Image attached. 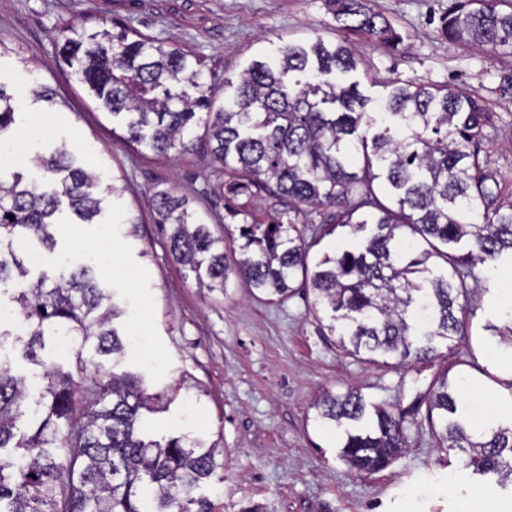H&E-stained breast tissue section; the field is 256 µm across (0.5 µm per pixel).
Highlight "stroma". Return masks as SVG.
Masks as SVG:
<instances>
[{"label": "stroma", "instance_id": "obj_1", "mask_svg": "<svg viewBox=\"0 0 512 512\" xmlns=\"http://www.w3.org/2000/svg\"><path fill=\"white\" fill-rule=\"evenodd\" d=\"M453 0H373L401 41L378 47L353 38L361 60L343 83H358L379 111L388 82L448 85L481 97L493 114L485 150L503 201H512V95L500 91L512 57L479 52L439 37L440 16ZM130 25L198 56L216 80L237 79L262 55L317 38L336 39L325 0H0V82L19 96L15 129L45 150L67 146L82 166L116 184L105 221L56 232L54 264L64 254L90 262L102 235L112 244L106 282L122 314L115 325L127 343L120 364L138 376L159 409L143 412L148 438L200 436L220 441L224 467L200 493L213 512H467L480 495L484 512H512V485L471 474L456 452L438 447L426 420L407 431V446L387 468L364 475L339 458L343 431L320 419L313 402L323 391L353 388L374 404L409 405L427 390L440 362L382 364L345 355L314 312L305 291L282 303L253 295L237 281L203 293L175 263L147 203L158 185L175 188L220 229L224 197L201 154L158 156L134 150L125 126L91 102L86 88L59 62L54 37L68 24L88 32L102 22ZM53 88L56 105L33 101L32 78ZM141 218L138 236L124 234L128 213ZM481 286L468 311L469 336L438 344L465 379L472 412L492 423L512 421V346L486 332L512 307V254L497 268L477 267Z\"/></svg>", "mask_w": 512, "mask_h": 512}]
</instances>
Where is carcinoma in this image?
I'll return each instance as SVG.
<instances>
[{"instance_id": "obj_1", "label": "carcinoma", "mask_w": 512, "mask_h": 512, "mask_svg": "<svg viewBox=\"0 0 512 512\" xmlns=\"http://www.w3.org/2000/svg\"><path fill=\"white\" fill-rule=\"evenodd\" d=\"M327 2L342 29L383 45L399 40L371 0ZM440 32L463 47L512 55V0H457ZM56 49L107 114L123 118L130 143L157 155L202 150L216 168L236 238L213 232L170 188L156 186L149 198L156 222L169 227L172 259L198 287L222 291L234 277L277 302L305 288L315 307L332 311L330 331L341 322L339 346L351 356L435 360L434 338L464 333L461 314L480 284L474 268L512 252V204L499 199L482 148L492 118L478 97L396 86L377 119L358 83L332 80L360 64L351 43L320 37L255 59L222 85L192 54L132 28L89 33L69 24ZM16 108L17 95L0 82V136ZM31 162L43 172L39 184L0 175V287H14L28 336L18 354L43 368L44 386L29 401L25 377L0 359V512H212L194 492L224 467L217 443L145 438L142 411L161 396L147 393L138 377L108 374L83 356L89 344L115 364L125 354L114 326L122 311L98 266L68 263L29 279L28 255L16 241L35 239L52 251L63 213L71 224H94L103 212L99 176L72 151L36 150ZM262 193L272 200L267 224L252 209ZM314 212L322 224L367 235L351 250L312 262L300 225ZM463 240L470 246L464 255L442 250ZM433 258L447 269L428 278ZM60 332L77 343L66 372L41 357L46 339ZM453 369L444 366L426 395L405 408L370 406L352 389L327 390L314 407L344 429L340 458L359 473L396 459L425 404L441 447L464 454L474 475L512 482V425L474 433Z\"/></svg>"}]
</instances>
